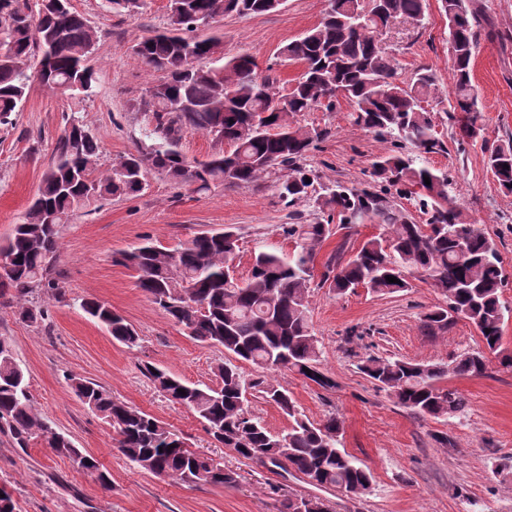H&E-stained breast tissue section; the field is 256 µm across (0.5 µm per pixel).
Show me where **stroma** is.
Wrapping results in <instances>:
<instances>
[{
	"label": "stroma",
	"instance_id": "obj_1",
	"mask_svg": "<svg viewBox=\"0 0 512 512\" xmlns=\"http://www.w3.org/2000/svg\"><path fill=\"white\" fill-rule=\"evenodd\" d=\"M481 2L495 29L494 36H480L473 67L485 138L460 146L456 128L439 124L447 150L426 160L447 172L451 202L465 220L498 246L509 279L502 292L510 309L501 326L502 344L512 350V194L500 190L482 146L486 140L512 138V0ZM70 3L98 35L87 61L95 80L88 92L70 96L31 79L20 110L11 114L9 125H0V244L37 193L68 116H80L98 139L103 170L153 143L145 102L149 87L163 75L144 65L134 48L144 37L167 30L168 0H145L134 14L105 11L101 0ZM327 5V0H285L271 13L225 15L207 33L221 37L225 56L250 54L287 82L299 75L301 66L282 62L280 47L314 27ZM427 14L425 26L397 23L383 42L396 54L402 78L430 66L440 91L448 94V20L439 0H427ZM350 110L343 101L332 112L299 113L292 123L331 130L304 160L318 184L369 189L377 184L373 162L392 144L352 126ZM292 212L305 224L328 219L314 197L285 204L269 179L219 185L200 195L151 170L139 194L80 206L59 225L53 275L63 297L36 289L29 297L31 306L49 311L47 320L37 322L20 319L8 298L0 297V336L11 342L42 418L96 456L112 486L103 488L94 475L41 440L22 449L0 433V483L10 486L16 512H281L283 502L315 493L328 500L332 512H512V480L495 473L499 463L512 457V370L494 363L482 376L447 374L440 387L463 394L468 406L463 414L438 418L398 404L361 370L370 357L444 365L481 348L479 332L464 320L437 337L422 335L421 316L443 305L445 298L420 275H412L409 288L395 294L358 288L339 296L311 286L309 316L319 340V370L332 387L322 388L286 369L243 367L247 378L259 377L287 390L309 421L319 423L331 415L341 421L342 448L374 476L365 495L319 491L299 476L281 475L239 457L213 442L192 410L154 389L145 366L213 385L225 353L200 344L176 325L138 288L132 272L115 263L116 254L146 237L173 249L203 232L231 230L238 237L235 275L244 280L258 251H291V242L277 228ZM82 297L112 306L137 331V346L115 341L90 319L78 304ZM72 376L96 381L113 398L181 434L191 450L236 470L237 487L188 485L132 466L117 448L112 427L71 390Z\"/></svg>",
	"mask_w": 512,
	"mask_h": 512
}]
</instances>
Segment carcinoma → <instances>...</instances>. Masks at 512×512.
<instances>
[{
	"label": "carcinoma",
	"instance_id": "1",
	"mask_svg": "<svg viewBox=\"0 0 512 512\" xmlns=\"http://www.w3.org/2000/svg\"><path fill=\"white\" fill-rule=\"evenodd\" d=\"M440 3L454 58L449 98L440 93L429 67H420L407 81L400 79L395 58L381 45L382 33L397 22L422 24L426 0H379L360 28L351 23L357 0H328L319 24L280 47L282 61L303 66L299 76L282 88L276 77L260 73L254 57L226 58L219 38L187 36L228 13L274 12L282 0H169L170 29L135 46L147 66L167 73L148 90L155 143L145 153L122 159L134 168L122 180L111 168L99 170L97 139L78 117L68 118L24 223L14 225L9 239L0 244L14 266L11 273L0 275V296L10 295L20 317L45 319L47 310L32 309L25 302L35 288L62 296L51 276L59 224L87 201L140 193L149 169L188 184L197 193L216 185L254 183L277 171L275 187L281 200L293 204L307 197L316 175L301 160L314 143L329 137L330 130L293 127L288 116L317 108L333 112L343 98L352 107L353 126L394 139L395 150L373 163L372 175L414 197L427 220H406L382 192L339 184L321 187L320 209L338 213L343 225L375 215L382 219V231L348 258L345 245H339L323 263L320 284L338 295L359 286L393 294L409 288L408 276L415 273L430 280L445 295L446 305L421 317L422 334L445 333L462 319L478 330L483 348L463 352L446 366L369 357L361 370L413 412L433 417L463 412L464 398L439 387L438 381L450 372L482 376L491 355L511 369L512 351L501 343L507 307L501 301L505 275L497 245L448 205V173L422 160L425 154L447 150L436 131L438 112L458 126L459 141L483 135L471 81L482 5L478 0ZM140 6L141 0H102L105 10L116 13H131ZM2 15L10 24L0 32V124L8 123L27 95L30 75L23 65L28 61L47 58L40 80L50 89L71 95L90 90L95 75L86 61L97 33L72 10L70 0H0ZM264 113L272 120L261 118ZM184 129L201 131L230 151L192 164L177 150ZM407 144L414 152L403 151ZM486 164L500 189L512 193V139L486 147ZM278 229L293 242V251L258 252L245 281L233 275L238 238L231 231L201 233L174 250H164L146 237L115 258L136 273L138 286L189 336L228 354L217 366L214 387L188 383L152 365L146 366V377L168 400L197 414L211 439L240 457L272 471L298 473L319 489L364 495L373 476L339 448L341 422L334 416L310 422L288 391L271 382L249 380L242 371L244 363L266 370L288 368L323 387L332 386L319 371V340L308 310L314 265L322 243L332 234L331 224H281ZM388 276L399 282H388ZM80 307L114 340L129 348L137 345L135 329L111 307L90 298L81 299ZM69 382L79 400L112 425L117 448L134 466L185 484L237 485L235 471L189 450L178 434L150 414L114 399L96 382L76 377ZM255 392L293 420L288 432L271 433L249 412V396ZM0 432L20 448L39 438L78 468L97 474L103 487H111L98 459L40 416L24 369L2 336Z\"/></svg>",
	"mask_w": 512,
	"mask_h": 512
}]
</instances>
